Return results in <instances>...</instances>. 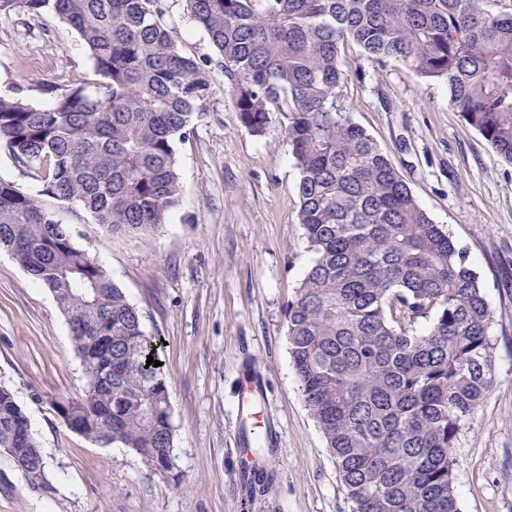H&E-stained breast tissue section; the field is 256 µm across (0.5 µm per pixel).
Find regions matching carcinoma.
I'll return each mask as SVG.
<instances>
[{
	"mask_svg": "<svg viewBox=\"0 0 512 512\" xmlns=\"http://www.w3.org/2000/svg\"><path fill=\"white\" fill-rule=\"evenodd\" d=\"M262 2L255 10L253 4ZM164 0H0L75 29L93 78L51 85L35 107L0 96V147L33 172L31 194L0 180V248L47 287L81 361L82 398L55 403L68 429L175 469L162 367L141 315L73 241L65 217L113 236L147 233L178 201L175 145L209 112L213 67L240 122L285 121L299 220L315 253L285 312L303 401L351 512H459L453 456L495 383L491 311L478 273L401 173L336 108L341 48L404 64L512 165V0H185L216 59L187 54ZM37 491L45 462L0 384V449ZM268 468L251 474L263 495Z\"/></svg>",
	"mask_w": 512,
	"mask_h": 512,
	"instance_id": "1",
	"label": "carcinoma"
}]
</instances>
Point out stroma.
<instances>
[{"mask_svg":"<svg viewBox=\"0 0 512 512\" xmlns=\"http://www.w3.org/2000/svg\"><path fill=\"white\" fill-rule=\"evenodd\" d=\"M166 21L188 54L214 55L183 0ZM338 103L447 227L479 274L493 312L496 383L455 450L461 512H512V167L448 104L445 85L403 64L379 66L356 45ZM91 70L79 35L54 13L0 17V95L37 107L44 86ZM181 185L163 226L113 236L71 223L140 311L167 381L180 480L134 450L72 433L54 401L83 396L85 378L57 303L0 250V383L26 413L51 493L33 492L0 451V512H350L336 466L299 391L285 308L314 253L299 222L298 172L280 115L264 136L244 127L223 73L207 116L176 146ZM270 436L272 490L249 497L241 429Z\"/></svg>","mask_w":512,"mask_h":512,"instance_id":"stroma-1","label":"stroma"}]
</instances>
